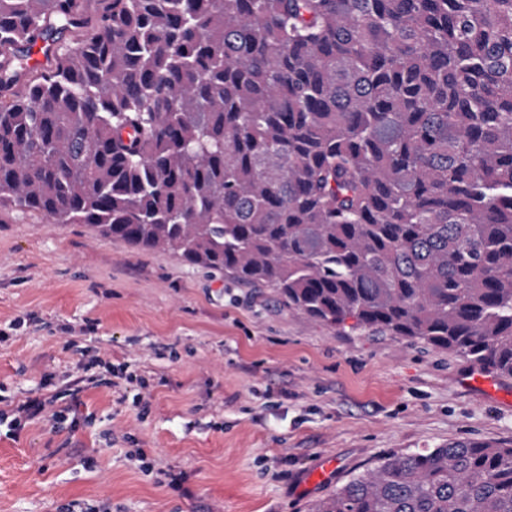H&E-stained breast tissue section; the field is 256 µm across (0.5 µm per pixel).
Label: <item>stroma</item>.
<instances>
[{"label":"stroma","instance_id":"1","mask_svg":"<svg viewBox=\"0 0 512 512\" xmlns=\"http://www.w3.org/2000/svg\"><path fill=\"white\" fill-rule=\"evenodd\" d=\"M471 369L88 225L0 208V413L42 398L78 418L16 436L0 424V512H312L392 454L512 446V398L462 388Z\"/></svg>","mask_w":512,"mask_h":512}]
</instances>
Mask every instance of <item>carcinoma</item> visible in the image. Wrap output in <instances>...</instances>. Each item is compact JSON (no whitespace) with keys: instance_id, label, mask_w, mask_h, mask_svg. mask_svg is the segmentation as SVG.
<instances>
[{"instance_id":"carcinoma-1","label":"carcinoma","mask_w":512,"mask_h":512,"mask_svg":"<svg viewBox=\"0 0 512 512\" xmlns=\"http://www.w3.org/2000/svg\"><path fill=\"white\" fill-rule=\"evenodd\" d=\"M0 206L510 378L512 0H0ZM314 512H512V447L392 455ZM29 49L28 66L44 70L50 66L54 56V45L48 40H36Z\"/></svg>"}]
</instances>
